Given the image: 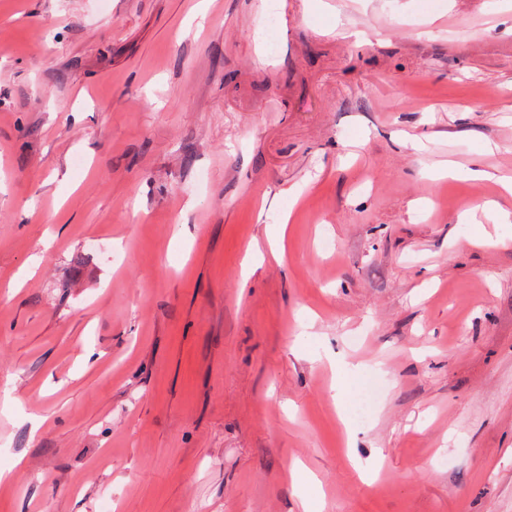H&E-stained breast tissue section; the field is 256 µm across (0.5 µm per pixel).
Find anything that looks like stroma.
I'll list each match as a JSON object with an SVG mask.
<instances>
[{"mask_svg":"<svg viewBox=\"0 0 512 512\" xmlns=\"http://www.w3.org/2000/svg\"><path fill=\"white\" fill-rule=\"evenodd\" d=\"M324 2L0 0V512H512L505 2ZM481 209L484 211L490 219H510V212L501 211L498 209V203L495 201H486L482 204H467L459 215L461 223H468L471 220L477 210Z\"/></svg>","mask_w":512,"mask_h":512,"instance_id":"obj_1","label":"stroma"}]
</instances>
